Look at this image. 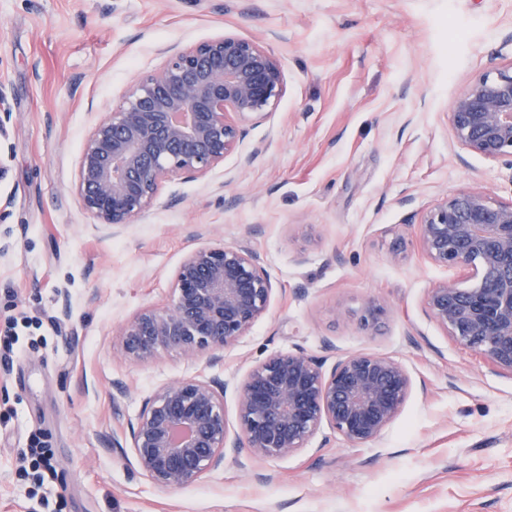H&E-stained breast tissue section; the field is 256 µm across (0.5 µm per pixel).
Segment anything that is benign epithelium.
<instances>
[{
  "instance_id": "obj_1",
  "label": "benign epithelium",
  "mask_w": 512,
  "mask_h": 512,
  "mask_svg": "<svg viewBox=\"0 0 512 512\" xmlns=\"http://www.w3.org/2000/svg\"><path fill=\"white\" fill-rule=\"evenodd\" d=\"M162 53V65L135 78L85 140L77 196L99 224H130L162 183L224 162L243 136L241 123L266 116L283 92L281 63L256 42L224 35ZM450 121L470 152L512 158V66L469 83L452 100ZM417 234L433 264L465 268L470 281L435 283L428 315L459 345L512 374V202L463 189L426 211ZM272 293L248 243L199 245L177 267L169 303L146 306L119 326L123 354L145 362L173 350L215 364L268 312ZM388 313L373 297L352 317L375 335ZM224 388L217 378H188L144 402L127 426L141 475L181 488L242 449L259 460L292 456L325 423L350 445H364L400 414L412 379L402 362L376 352L348 355L328 372L300 349L276 352L240 383L233 426Z\"/></svg>"
}]
</instances>
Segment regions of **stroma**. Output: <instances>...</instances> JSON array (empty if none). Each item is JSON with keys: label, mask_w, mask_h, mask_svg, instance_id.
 I'll return each mask as SVG.
<instances>
[{"label": "stroma", "mask_w": 512, "mask_h": 512, "mask_svg": "<svg viewBox=\"0 0 512 512\" xmlns=\"http://www.w3.org/2000/svg\"><path fill=\"white\" fill-rule=\"evenodd\" d=\"M222 35L274 54L282 95L223 163L163 183L133 223H97L75 195L92 125L157 47ZM509 66L512 0H0V512H512V375L428 317L429 288L467 272L432 264L417 236L462 189L512 201V161L471 153L449 119ZM241 241L273 293L223 362L127 360L118 326L168 303L184 255ZM370 297L389 306L375 336L337 315ZM295 348L328 369L364 351L401 361V414L368 444L325 425L293 456L229 457L180 489L113 447L160 386L225 380L231 416L248 368ZM34 442L41 481L24 472Z\"/></svg>", "instance_id": "1"}]
</instances>
